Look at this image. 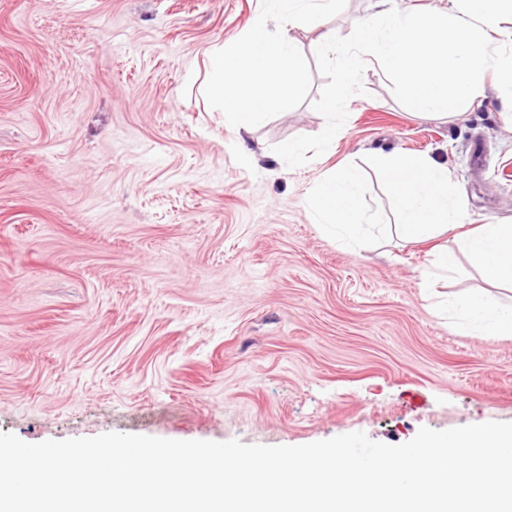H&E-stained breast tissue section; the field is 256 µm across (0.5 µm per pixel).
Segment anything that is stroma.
<instances>
[{"label":"stroma","mask_w":512,"mask_h":512,"mask_svg":"<svg viewBox=\"0 0 512 512\" xmlns=\"http://www.w3.org/2000/svg\"><path fill=\"white\" fill-rule=\"evenodd\" d=\"M261 0H0V432L29 443L120 432L303 445L352 432L512 422V335L463 326L486 287L447 237L353 248L315 223L321 174L367 155L447 168L466 225L512 221V126L498 84L457 120L411 113L378 65L336 146L325 83L239 138L200 96L206 52ZM246 143L248 170L231 148Z\"/></svg>","instance_id":"1"}]
</instances>
